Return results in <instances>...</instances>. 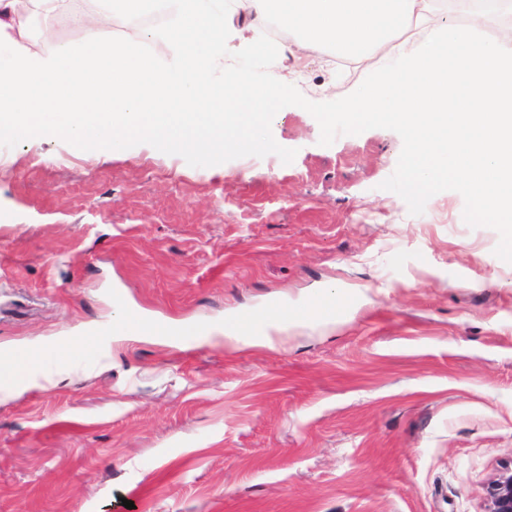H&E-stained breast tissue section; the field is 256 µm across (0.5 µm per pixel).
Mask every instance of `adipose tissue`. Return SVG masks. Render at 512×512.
<instances>
[{
	"label": "adipose tissue",
	"mask_w": 512,
	"mask_h": 512,
	"mask_svg": "<svg viewBox=\"0 0 512 512\" xmlns=\"http://www.w3.org/2000/svg\"><path fill=\"white\" fill-rule=\"evenodd\" d=\"M73 22L72 40L31 38L38 13L68 11L67 0H0V133L65 136L93 151H111L144 135L161 149L241 152L267 148L261 128L269 105L302 80L299 65L316 54L341 74L357 64L370 76L346 101L350 123L401 126L413 149L408 187L439 183L470 189L475 211L505 218L504 254L512 253V0H91ZM250 17L254 36L242 48L270 56L260 93L238 88L239 70L223 84L229 17ZM159 16L158 26L145 18ZM278 24L286 38L269 45L259 30ZM138 25L136 39L116 29ZM165 42L175 58L150 51ZM71 336L55 345L0 349V374L30 358L55 361L31 377L49 390L70 377L67 356L89 345Z\"/></svg>",
	"instance_id": "1"
}]
</instances>
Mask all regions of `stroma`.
<instances>
[{"mask_svg": "<svg viewBox=\"0 0 512 512\" xmlns=\"http://www.w3.org/2000/svg\"><path fill=\"white\" fill-rule=\"evenodd\" d=\"M271 149L95 154L0 135V344L91 329L51 390L0 403V512H485L512 461V258L442 183L409 192L397 126L349 124L320 58ZM328 293L334 323L297 316ZM293 315L275 345L114 337Z\"/></svg>", "mask_w": 512, "mask_h": 512, "instance_id": "stroma-1", "label": "stroma"}]
</instances>
